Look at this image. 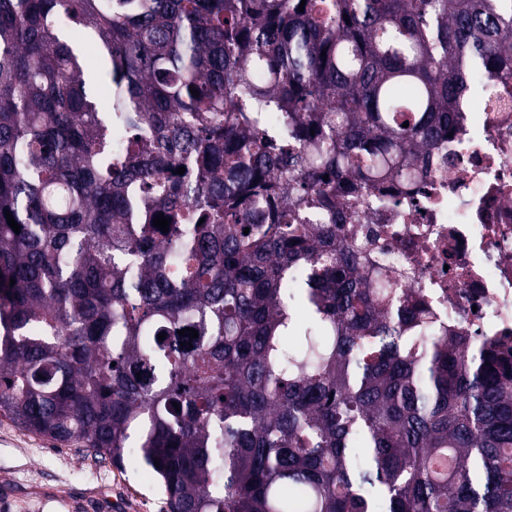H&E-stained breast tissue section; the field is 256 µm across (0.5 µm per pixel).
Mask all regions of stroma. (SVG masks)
Segmentation results:
<instances>
[{"label":"stroma","mask_w":512,"mask_h":512,"mask_svg":"<svg viewBox=\"0 0 512 512\" xmlns=\"http://www.w3.org/2000/svg\"><path fill=\"white\" fill-rule=\"evenodd\" d=\"M165 496L133 460L85 457L0 417V512H165Z\"/></svg>","instance_id":"obj_1"}]
</instances>
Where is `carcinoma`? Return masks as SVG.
<instances>
[{"instance_id":"carcinoma-1","label":"carcinoma","mask_w":512,"mask_h":512,"mask_svg":"<svg viewBox=\"0 0 512 512\" xmlns=\"http://www.w3.org/2000/svg\"><path fill=\"white\" fill-rule=\"evenodd\" d=\"M300 3L0 0V416L167 512H512V346L336 244L512 79V0Z\"/></svg>"}]
</instances>
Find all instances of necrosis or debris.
Here are the masks:
<instances>
[{
	"label": "necrosis or debris",
	"mask_w": 512,
	"mask_h": 512,
	"mask_svg": "<svg viewBox=\"0 0 512 512\" xmlns=\"http://www.w3.org/2000/svg\"><path fill=\"white\" fill-rule=\"evenodd\" d=\"M424 194L389 189L350 209L337 242L362 245L462 336H512V80L483 94L444 144Z\"/></svg>",
	"instance_id": "1"
}]
</instances>
